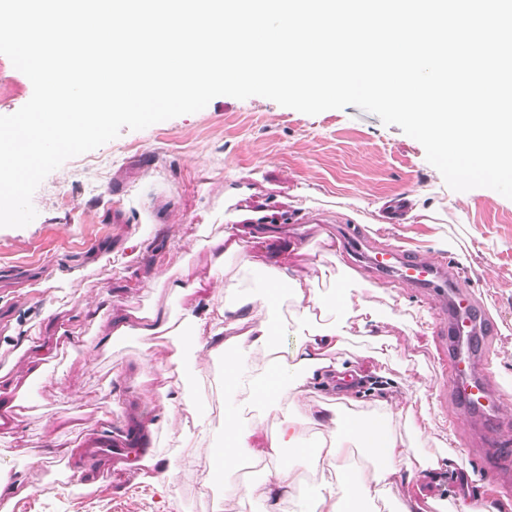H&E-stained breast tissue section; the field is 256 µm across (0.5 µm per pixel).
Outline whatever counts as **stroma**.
Returning <instances> with one entry per match:
<instances>
[{
	"mask_svg": "<svg viewBox=\"0 0 512 512\" xmlns=\"http://www.w3.org/2000/svg\"><path fill=\"white\" fill-rule=\"evenodd\" d=\"M32 92L26 75L0 55V115L18 111ZM416 191L440 204L441 224L383 223L378 203ZM32 204L37 216L29 225L0 228V266L25 269L22 284L0 282V368L7 370L0 379L24 384L25 360L16 348L30 332L58 341L61 350L48 382L35 387L21 433L0 441V463L38 489L10 504L0 500V512H225L223 491L199 493L200 470L220 441L224 416L226 397L212 391L223 373L221 355L190 351L183 359L187 392L204 402L210 428L179 446L167 435L181 430V419L156 420L130 393L140 373L163 382L155 368H143L140 341L101 351L104 334L94 321L100 313L142 307L159 268L206 275V253L196 248L203 225L222 231L225 216L243 208L279 211L292 241L313 237L310 223L325 215L329 232L351 227L379 247L447 260L498 328L486 342L487 369L512 405V199L490 188L451 190L418 141L358 107L311 116L260 96H219L201 111L122 129L116 139L68 159L43 180ZM146 226V247L136 250L132 240ZM440 235L453 239L456 250L437 243ZM460 250L468 264L458 262ZM103 254L108 260L101 265ZM288 263L321 288L347 267L388 294L380 325L389 337L386 355L363 337L350 341L359 374L353 395L370 400L376 371L394 375L412 405L411 457H456L449 477L416 492L421 508L434 503L454 512L459 499L479 495L499 508L512 504V489L488 481V461L472 450L470 426L451 406L441 318L431 297L377 276L345 250L334 262L318 245ZM79 268L83 276L73 278ZM106 410L113 432L151 427L162 464L176 470L168 488L157 490L149 470L133 465L88 488L57 471L32 472L33 454L68 459L70 448L84 442L86 424ZM188 457L193 466H185Z\"/></svg>",
	"mask_w": 512,
	"mask_h": 512,
	"instance_id": "35a3bbf8",
	"label": "stroma"
}]
</instances>
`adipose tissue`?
I'll return each mask as SVG.
<instances>
[{"label": "adipose tissue", "instance_id": "1", "mask_svg": "<svg viewBox=\"0 0 512 512\" xmlns=\"http://www.w3.org/2000/svg\"><path fill=\"white\" fill-rule=\"evenodd\" d=\"M236 219L238 228L206 235L201 242L208 252V276L186 270L175 278L161 277L143 308L96 318L107 326L111 344L133 337L176 338L167 359L171 366H181L190 348L224 355V391L231 403L224 411L221 446L212 453L203 484L223 483L225 500L241 507L258 500L266 512H297L292 492L300 477L282 459L283 448L293 445L306 466L329 475L313 488L309 512H356L361 503L388 499L399 487L436 482L452 471L449 457L411 464L408 443L397 426L409 417L410 408L392 393L388 374L380 376L375 415H331L336 382L351 371L332 355L346 346L351 327L366 336L376 331L380 319L374 298L380 287L364 289L351 275L321 290L315 280L288 270L286 254L301 255L308 247L281 239L273 211L242 210ZM232 257L243 267L259 269L264 278L259 291L243 301L223 296L239 285L227 264ZM287 304L296 340L284 356L275 337L284 328L279 314ZM133 392L149 408H160L164 418L177 415L186 427L203 429L204 411L183 388L167 383L150 389L137 383ZM266 402L295 410L303 423L318 427V441L298 445V432L287 425L265 434L244 426L242 415ZM357 448L366 449L371 467L347 466ZM247 455L265 462L268 474L262 481H239V462Z\"/></svg>", "mask_w": 512, "mask_h": 512}]
</instances>
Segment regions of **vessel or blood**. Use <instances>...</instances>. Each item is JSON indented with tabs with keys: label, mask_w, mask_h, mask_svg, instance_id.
<instances>
[{
	"label": "vessel or blood",
	"mask_w": 512,
	"mask_h": 512,
	"mask_svg": "<svg viewBox=\"0 0 512 512\" xmlns=\"http://www.w3.org/2000/svg\"><path fill=\"white\" fill-rule=\"evenodd\" d=\"M378 272L398 270L403 283L429 289L443 311L440 332L448 338V364L451 390L456 397L458 415H477L483 428L476 441L482 448H500L512 441V418L504 412V401L486 377L485 338L493 331L492 323L469 285L460 282L453 269L432 258L417 254L395 255L378 248L374 251ZM127 455L125 441L106 439L98 451L86 459L91 471H98L101 458L113 464L123 463Z\"/></svg>",
	"instance_id": "obj_1"
}]
</instances>
